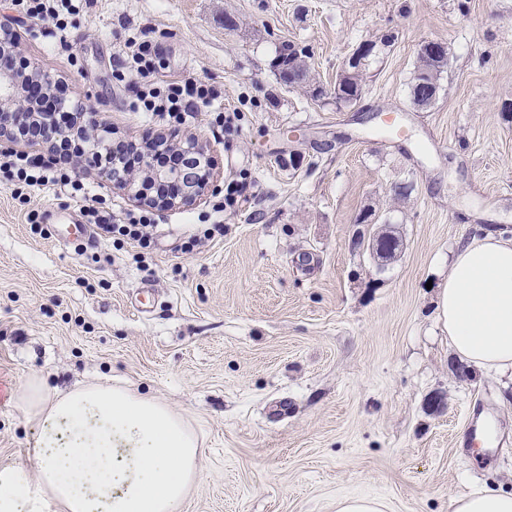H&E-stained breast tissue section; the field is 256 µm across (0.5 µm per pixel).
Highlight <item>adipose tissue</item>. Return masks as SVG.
I'll list each match as a JSON object with an SVG mask.
<instances>
[{
    "instance_id": "adipose-tissue-1",
    "label": "adipose tissue",
    "mask_w": 512,
    "mask_h": 512,
    "mask_svg": "<svg viewBox=\"0 0 512 512\" xmlns=\"http://www.w3.org/2000/svg\"><path fill=\"white\" fill-rule=\"evenodd\" d=\"M436 307L460 360L512 377V239L459 243ZM11 403L37 429V466L0 462V512H178L199 479L197 432L157 398L33 375Z\"/></svg>"
}]
</instances>
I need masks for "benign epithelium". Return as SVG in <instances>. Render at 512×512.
<instances>
[{
    "label": "benign epithelium",
    "mask_w": 512,
    "mask_h": 512,
    "mask_svg": "<svg viewBox=\"0 0 512 512\" xmlns=\"http://www.w3.org/2000/svg\"><path fill=\"white\" fill-rule=\"evenodd\" d=\"M19 46V35L9 24L0 21V57L5 51ZM374 46L363 44L349 57L340 74L354 68H360L367 64V58L372 54ZM35 103L32 95L22 87V80L13 71L0 65V143L17 144L22 140L18 134L19 127L37 118L34 112ZM93 135L98 143L105 142L109 129L103 121L96 118L89 122V126L77 133L82 139L87 135ZM68 138V135L58 130L49 121H42L41 143L50 151L55 150L60 142ZM168 140L160 138L154 141L151 148L147 149L146 156L142 160V169L137 174L125 178L116 176L112 170L103 171L107 180L113 187L119 190L131 192L132 198L141 206L165 209L176 204L189 205L201 200L213 187L214 173L212 166L200 169L192 178L188 174L176 169H158L150 161V155L159 148H168ZM171 182L182 187L180 197L159 198L150 193L149 183Z\"/></svg>",
    "instance_id": "7a95c632"
}]
</instances>
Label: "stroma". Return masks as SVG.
Masks as SVG:
<instances>
[{
  "label": "stroma",
  "instance_id": "stroma-1",
  "mask_svg": "<svg viewBox=\"0 0 512 512\" xmlns=\"http://www.w3.org/2000/svg\"><path fill=\"white\" fill-rule=\"evenodd\" d=\"M0 17L16 60L61 77L113 141L200 137L216 176L200 203L154 210L147 250L61 244L83 201H26L0 177V460L30 456L34 428L6 397L36 374L61 390L120 384L189 417L201 479L184 512H335L342 497L454 512L479 486L512 492V379L460 362L435 305L458 242L512 238V0H92L69 50L9 0ZM138 34L171 75L209 80L238 132L131 111L137 86L113 72ZM430 39L449 65L421 109L409 85ZM370 40L360 101L336 103L337 72ZM288 44L308 49L320 97L278 78ZM241 174L247 202L214 212ZM34 209L52 233L31 231ZM369 210L401 240L385 264L355 244ZM215 223L223 235L183 251ZM475 418L492 420L491 448L470 438Z\"/></svg>",
  "mask_w": 512,
  "mask_h": 512
}]
</instances>
